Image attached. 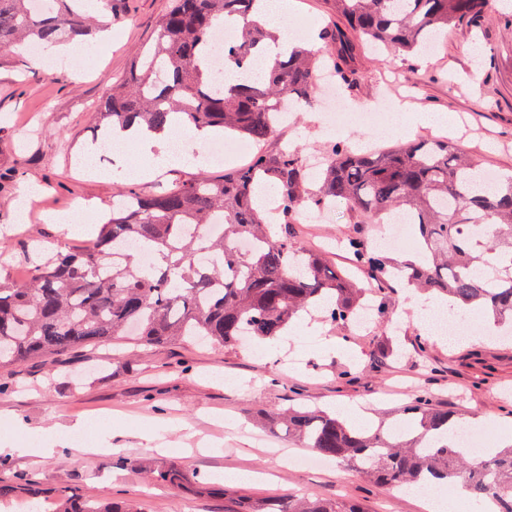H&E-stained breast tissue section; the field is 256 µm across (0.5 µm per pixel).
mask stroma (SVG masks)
Here are the masks:
<instances>
[{"mask_svg": "<svg viewBox=\"0 0 512 512\" xmlns=\"http://www.w3.org/2000/svg\"><path fill=\"white\" fill-rule=\"evenodd\" d=\"M292 17L321 28H346L333 0H292ZM171 0H114L111 26L90 57L48 67L20 49L0 59V282L27 274L26 255L37 243L58 251L81 246L86 236L53 224L48 212L73 209L84 200L87 219L104 222L124 185L103 178L105 160L91 168L74 156L102 134L93 106L103 89L129 71L137 51L152 43ZM353 65L359 80L342 91L353 111L374 109L382 99L392 110L452 114L458 129L411 126L407 139L450 135L483 169L512 171V0H492L484 20L472 27L442 30L431 61L419 55L377 54L355 40ZM322 102L300 108L265 144L274 152L294 148L323 158L336 142L360 145L372 137L396 145L386 133L369 135L352 125L342 136L327 131ZM33 185L38 202L19 213L16 199ZM298 245L330 248L338 269L352 266L337 242L376 225L359 226L345 205L330 221L296 214ZM388 321L365 330L343 329L311 318V330L294 328L270 348L174 343L139 351L124 342L68 352L57 362L33 359L19 375L0 372V484L65 488L73 499L139 500L146 512H232L240 499L264 502L288 493L344 498L365 512H427L429 496L376 485L355 469L335 462L320 469L294 464L307 450L284 428L272 427L265 412L305 404L328 411L367 407L371 425L402 421L414 394L431 393L438 404L464 414L469 426L494 422L495 440L512 441V340L487 339V321L472 327L476 344L449 349L424 338L406 290L387 289ZM427 357H420V344ZM390 346L394 356L380 359ZM104 418L107 431L95 452L49 454L54 441L82 444L91 419ZM174 464L182 486L152 484L143 469ZM228 471L259 473L256 481L225 479Z\"/></svg>", "mask_w": 512, "mask_h": 512, "instance_id": "stroma-1", "label": "stroma"}]
</instances>
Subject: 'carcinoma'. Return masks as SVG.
<instances>
[{"mask_svg":"<svg viewBox=\"0 0 512 512\" xmlns=\"http://www.w3.org/2000/svg\"><path fill=\"white\" fill-rule=\"evenodd\" d=\"M32 0H0V51L18 43L74 41L94 36L86 0H55L34 13ZM351 31L390 52L425 51L442 28L473 25L489 0H335ZM263 0H173L159 20L154 43L135 58L130 76L104 90L96 106L105 133L141 119L162 132L173 113L198 130L221 127L256 148L250 162L219 177L200 172L151 194L127 190L112 202L110 217L78 250L39 259L22 283H0V369L30 359L56 358L114 338L153 347L199 337L237 346L267 342L297 314L326 304L325 319L353 326L362 289L329 266L321 250L297 246L292 217L343 203L359 223H384L404 215L417 226L414 262L373 252L361 235L348 239L354 261L381 284L397 280L448 299L462 313L481 312L498 328L512 327V174L486 186L478 160L448 139H418L378 152L336 144L322 172L314 173L296 150L276 153L260 145L277 129L276 107L288 100L310 107L317 76L328 71L340 85L353 75L354 44L342 30L319 39L336 44L330 63L299 43L278 51L277 37L258 21ZM236 20L228 54L247 66L263 57L245 83L215 89L206 44L224 22ZM275 190L273 215L259 189ZM223 217L219 232L195 229ZM250 243L248 250L238 243ZM412 430L380 425L358 429L334 412L288 408L270 414L306 448L343 461L395 488L429 480L462 483L470 498L492 497L512 512V444L467 458L453 432L460 416L418 393L403 409ZM155 484L179 486L176 467L148 472ZM61 512H143L135 503L88 500L73 510L59 492ZM236 512H362L343 500L288 493L266 503L242 502Z\"/></svg>","mask_w":512,"mask_h":512,"instance_id":"1","label":"carcinoma"}]
</instances>
